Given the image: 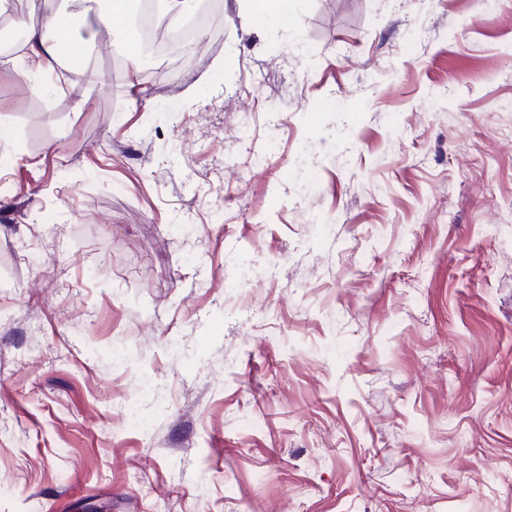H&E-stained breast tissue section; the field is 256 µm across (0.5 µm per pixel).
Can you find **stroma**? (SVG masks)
I'll return each mask as SVG.
<instances>
[{
	"instance_id": "stroma-1",
	"label": "stroma",
	"mask_w": 512,
	"mask_h": 512,
	"mask_svg": "<svg viewBox=\"0 0 512 512\" xmlns=\"http://www.w3.org/2000/svg\"><path fill=\"white\" fill-rule=\"evenodd\" d=\"M0 69V512H512V0H222L189 58Z\"/></svg>"
}]
</instances>
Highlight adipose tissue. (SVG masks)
<instances>
[{
  "label": "adipose tissue",
  "mask_w": 512,
  "mask_h": 512,
  "mask_svg": "<svg viewBox=\"0 0 512 512\" xmlns=\"http://www.w3.org/2000/svg\"><path fill=\"white\" fill-rule=\"evenodd\" d=\"M71 20V15L63 13L44 15L41 26L27 27L23 51L0 63L30 80L34 88H41L46 64L49 59L61 55L62 39L69 33Z\"/></svg>",
  "instance_id": "adipose-tissue-1"
}]
</instances>
